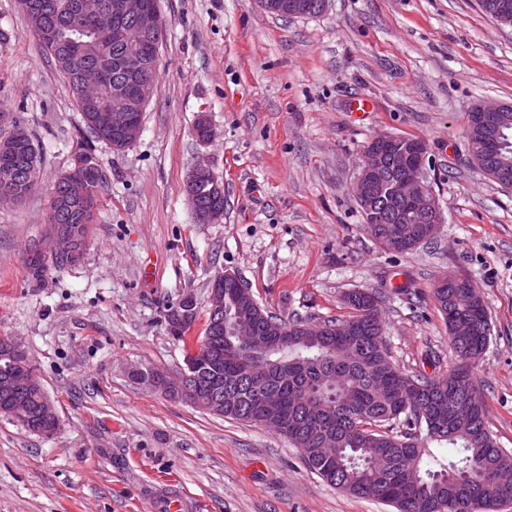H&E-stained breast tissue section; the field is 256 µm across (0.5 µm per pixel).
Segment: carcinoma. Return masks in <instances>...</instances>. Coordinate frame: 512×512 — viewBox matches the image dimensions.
I'll list each match as a JSON object with an SVG mask.
<instances>
[{
  "label": "carcinoma",
  "mask_w": 512,
  "mask_h": 512,
  "mask_svg": "<svg viewBox=\"0 0 512 512\" xmlns=\"http://www.w3.org/2000/svg\"><path fill=\"white\" fill-rule=\"evenodd\" d=\"M86 132L97 141L112 132L91 121L83 102ZM465 138L476 149L478 164L502 186L512 183V110L483 122L468 114ZM36 167L26 164V151L0 152V190L39 183L41 156L34 140ZM400 174L392 151L383 150L377 180ZM79 198L60 181L50 194L49 220L61 230L82 223ZM364 223L378 243L395 235L400 251L415 247L428 230L425 215L411 213L398 200L376 193L361 209ZM448 277L433 289L435 303L448 324L467 326L463 336H450L460 364L444 378L406 373L390 359L383 322L369 297L346 296L353 314L345 320L311 322L284 319L263 307L253 295L224 282V314L253 326L264 341L255 352L224 327L207 318L197 345L208 356L223 358L220 370L204 365L187 379L190 389L224 402V416L254 423L271 414L277 432L293 447L305 450L307 467L328 485L359 498L377 500L397 512H489L512 502V453L496 443L486 424L485 403L471 363L487 349L491 322L487 303ZM0 371V404L22 401L24 428L31 432L49 422L50 397L45 388L20 390ZM454 449L440 458L433 446Z\"/></svg>",
  "instance_id": "1"
}]
</instances>
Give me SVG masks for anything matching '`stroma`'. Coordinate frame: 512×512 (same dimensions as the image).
<instances>
[{
  "label": "stroma",
  "mask_w": 512,
  "mask_h": 512,
  "mask_svg": "<svg viewBox=\"0 0 512 512\" xmlns=\"http://www.w3.org/2000/svg\"><path fill=\"white\" fill-rule=\"evenodd\" d=\"M158 2L157 89L117 151L87 135L65 76L16 0H0V112L41 153L35 189L0 205V336L27 352L61 421L47 439L0 416V512H156L164 492L189 512H396L324 483L282 435L130 377L181 367L166 311L190 294L207 312L222 271L270 311L315 322L347 318L351 291H381L392 361L436 378L458 360L432 290L469 279L491 317L473 372L512 452V191L470 161L463 135L478 102L512 104V27L480 0H327L288 19L258 0ZM384 133L428 142L445 217L404 253L379 246L352 193L364 145ZM82 148L105 174L96 221L78 262L33 280L26 252L50 231V186ZM202 155L224 185L215 224L197 223L184 191Z\"/></svg>",
  "instance_id": "stroma-1"
}]
</instances>
